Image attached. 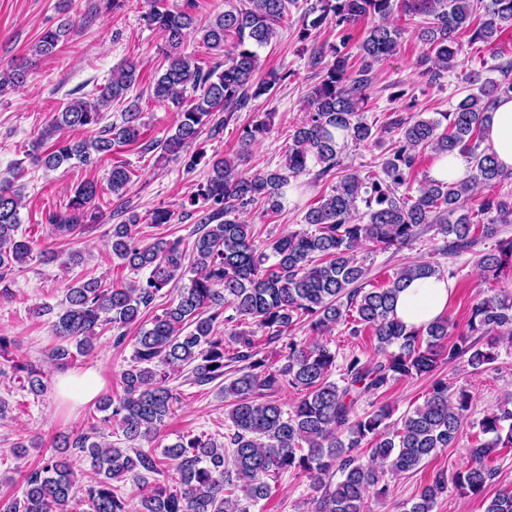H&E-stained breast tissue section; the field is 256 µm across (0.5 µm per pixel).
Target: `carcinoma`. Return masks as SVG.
Masks as SVG:
<instances>
[{
  "label": "carcinoma",
  "mask_w": 512,
  "mask_h": 512,
  "mask_svg": "<svg viewBox=\"0 0 512 512\" xmlns=\"http://www.w3.org/2000/svg\"><path fill=\"white\" fill-rule=\"evenodd\" d=\"M303 3V24L298 41L313 40V31L332 24L340 45L330 46L331 58L322 47L312 48L310 64L320 70L321 80L308 96L306 118L292 135L284 162L273 170L248 175L231 158L212 163V175L188 202L205 207L192 251L183 240L158 239L145 243L135 235L138 215L119 209L124 219L112 225L113 257L133 271H145L141 279L120 287L106 288L90 278L67 289L65 306L52 321L58 343L48 358L66 368L95 348L98 329L112 324L120 329L113 344L125 340L124 328H136L132 364L123 372V392L98 400L102 421L115 423L128 446L120 448L101 439L96 430L61 434L53 447L60 452L42 459L25 475L22 498L0 502V512H73L84 502L89 512H130L128 500L112 485L131 475L139 485L136 512H250L249 506L267 497L268 478L293 472L321 491L311 499L310 512H368L369 499L390 494L386 476L407 473L421 462L457 442L470 415L471 395L450 389L443 379L433 382L422 404L409 411L397 426L386 423L389 411L381 407L362 416L355 414L358 402L383 392L391 382L428 375L441 361L466 359L475 373L486 370L497 353V342L512 341V294L498 293L476 300L468 318L467 333L448 344L453 325L439 317L421 328H409L393 316L394 304L405 282L436 274L425 263L402 267L383 288L358 285L366 269L355 248L369 243L380 250L399 249L413 240L425 224L439 226L446 237L442 250L467 252L480 236L492 237L498 225L512 224V197H501L494 188L509 177L490 148H480L492 106L501 97H512V60L495 67L501 78L468 80L476 91L460 99L452 111L438 118L390 115L388 128L397 139L380 171L368 175L347 173L342 167L345 141H370L375 132L365 120L374 64L392 56L401 28L391 16L394 5L404 14L417 16L418 38L433 54L436 81L462 64L457 34L470 32V40L491 43L500 26L512 25V0H245L239 7L221 12L198 26L193 16L169 9L163 0H151L146 22L165 37L167 66L152 88L153 99L172 105L178 112L175 126L165 138L144 143L143 150L183 156L191 172L201 156L189 152L206 125L219 132L249 101L271 92L286 79L274 72L261 75L259 49L272 44L290 8ZM480 23L473 25L475 17ZM366 23L355 47L361 60L349 65L344 52L355 41V28ZM69 33L62 24L45 30L33 51L53 53ZM190 33L210 50L224 51L227 38L233 42L223 59L204 69L179 49ZM139 75L131 61L112 71V78L93 101L75 100L55 114L34 142L37 149L52 139V151L41 158L48 169L72 160L82 165L116 145L139 141L141 112L137 103L121 112V123L99 128L89 141L71 143L62 137L66 129L98 128L102 110L122 100ZM26 79L25 66L0 72V92ZM201 94L187 100V90ZM224 119L213 121L215 113ZM449 125L442 126V121ZM269 132L268 118H256L240 134L241 152L249 151ZM429 148L442 156L458 152L467 158L471 175L455 183L425 177L416 195L399 194L409 181L417 153ZM322 165L317 177L336 176L332 193L310 208L304 223L315 230L288 232L262 249L255 244L251 225L239 214L255 204L270 212L284 206L291 180L309 171L310 162ZM131 173L123 165L112 167L108 181L113 195L127 192ZM488 190L477 214H495L481 226L465 212L463 202L473 189ZM100 193L97 182L81 183L69 209L49 217L56 233L68 235L97 219L91 204ZM22 194L12 180L0 181V296L11 295L2 286L14 265L26 262L34 242L20 228ZM482 275L496 280L512 269V240L498 242L496 250L478 260ZM189 284L178 289L172 303L141 323L143 313L158 293L186 274ZM229 306L235 314L224 316ZM355 309L353 333L369 330L377 342L376 359H363L353 352L344 358L341 382L331 380L337 353L324 335L342 320L343 308ZM230 328L232 349L224 345L215 323ZM253 320L267 332L266 341L280 342L276 362L261 355L255 332L239 328ZM306 322L315 337L297 342L288 327ZM18 389L35 397L47 383L34 364L18 357L9 359ZM189 369L187 379L199 386L224 383L232 432L228 442L208 435L181 436L162 449L161 455L144 450L165 419L180 402L168 384L170 374ZM291 388L297 400L285 410L274 400L277 392ZM486 439L469 450L467 465L448 475L435 473L409 501L403 512H434L438 500L456 489L467 497L485 495L496 476L493 463L512 450V394L501 399L478 422ZM369 446L364 462L357 449ZM79 449L91 467L87 485L79 482L75 464L63 452ZM174 462L180 489L150 482L160 473L163 460ZM339 480H334L335 476ZM484 512H512V490L504 489L488 501Z\"/></svg>",
  "instance_id": "carcinoma-1"
}]
</instances>
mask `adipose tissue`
<instances>
[{
	"mask_svg": "<svg viewBox=\"0 0 512 512\" xmlns=\"http://www.w3.org/2000/svg\"><path fill=\"white\" fill-rule=\"evenodd\" d=\"M485 139L504 171H512V98L498 99L485 130ZM447 278L432 275L412 280L398 295L395 316L410 327L420 328L440 317L448 306Z\"/></svg>",
	"mask_w": 512,
	"mask_h": 512,
	"instance_id": "ef3b65f1",
	"label": "adipose tissue"
}]
</instances>
